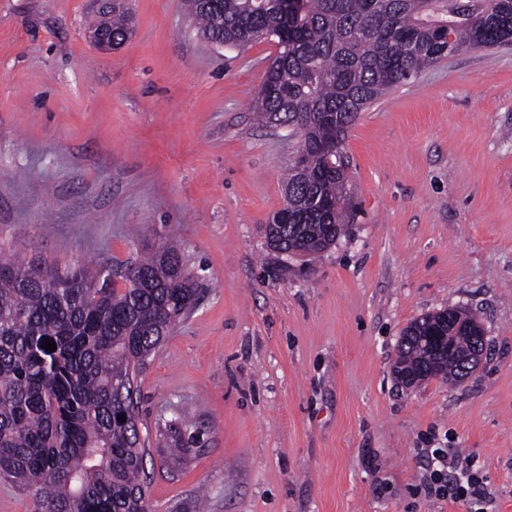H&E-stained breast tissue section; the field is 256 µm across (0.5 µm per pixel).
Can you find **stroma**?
<instances>
[{
  "mask_svg": "<svg viewBox=\"0 0 512 512\" xmlns=\"http://www.w3.org/2000/svg\"><path fill=\"white\" fill-rule=\"evenodd\" d=\"M98 0H0V246L74 264L178 239L202 290L138 378L153 512H468L427 491L458 448L512 512V46L427 67L361 112L350 229L312 257L262 227L296 137L252 108L276 41L199 36L185 0H130L135 32L86 38ZM478 315L464 383L392 376L409 322ZM189 416L193 442L160 432Z\"/></svg>",
  "mask_w": 512,
  "mask_h": 512,
  "instance_id": "obj_1",
  "label": "stroma"
}]
</instances>
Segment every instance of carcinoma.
<instances>
[{
    "label": "carcinoma",
    "instance_id": "cac0c4a2",
    "mask_svg": "<svg viewBox=\"0 0 512 512\" xmlns=\"http://www.w3.org/2000/svg\"><path fill=\"white\" fill-rule=\"evenodd\" d=\"M189 0L205 39L243 49L275 39L279 51L254 109L267 123L292 128L297 151L284 205L265 227L268 246L307 254L345 232L348 161L326 160L358 113L394 87L456 51L493 47L512 35V0ZM112 41L134 33L127 0L107 18ZM135 262L109 259L61 266L0 250V479L34 496V512H149L145 448L134 399L162 331L189 314L199 290L181 247L142 246ZM449 354L403 332L394 363L414 384L456 381L477 364L470 311L434 316ZM57 349L42 348L45 339ZM126 421H120V417ZM166 426L165 445L186 451L182 427Z\"/></svg>",
    "mask_w": 512,
    "mask_h": 512
}]
</instances>
